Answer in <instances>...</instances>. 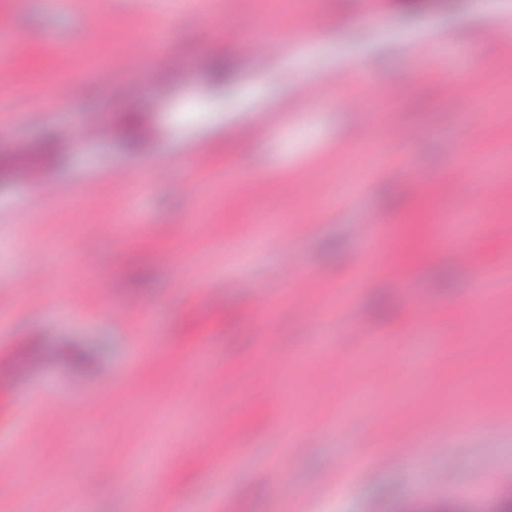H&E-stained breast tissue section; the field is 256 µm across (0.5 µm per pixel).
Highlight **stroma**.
Here are the masks:
<instances>
[{
  "mask_svg": "<svg viewBox=\"0 0 512 512\" xmlns=\"http://www.w3.org/2000/svg\"><path fill=\"white\" fill-rule=\"evenodd\" d=\"M220 2L146 19L142 0L105 13L96 0H29L23 12L0 0V28L30 42L0 68V85L30 77L0 98V446L11 449L0 512H67L75 498L82 512H496L512 487V241L498 233L512 226V57L484 34L512 20V0ZM259 20L318 28L279 57L220 42L221 28ZM216 56L233 70L221 94ZM362 64L373 85L298 100L305 81ZM145 77L148 93L128 97ZM459 79L471 98L444 94ZM275 109L281 134L240 139ZM133 113L145 120L135 146ZM399 125L412 134L396 145ZM461 166L489 188L476 237ZM143 170L148 190L112 192L114 173ZM358 189L356 207L334 206ZM276 234L291 237L296 275L318 298L356 271L351 311L322 326L312 306L258 312L257 293L289 286L268 247ZM378 247L400 277L378 269ZM462 247L479 267L459 261ZM134 301L152 311L156 342ZM476 332L488 351L472 348ZM368 333L378 348H360ZM73 346L96 362L73 364ZM461 377L471 391L449 397ZM466 404L479 417L460 418ZM239 427L249 440L234 467L200 461ZM391 446L430 454L346 478L330 467ZM146 460L155 491L137 507L112 470Z\"/></svg>",
  "mask_w": 512,
  "mask_h": 512,
  "instance_id": "35a3bbf8",
  "label": "stroma"
}]
</instances>
